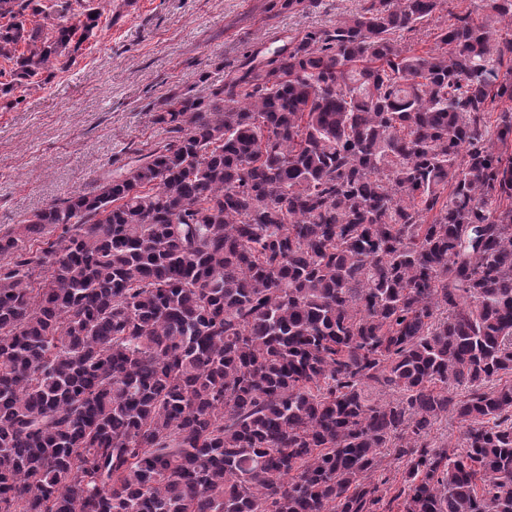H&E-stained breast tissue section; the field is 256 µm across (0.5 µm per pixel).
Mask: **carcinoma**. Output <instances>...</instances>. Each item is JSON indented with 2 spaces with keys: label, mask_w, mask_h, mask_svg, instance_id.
I'll list each match as a JSON object with an SVG mask.
<instances>
[{
  "label": "carcinoma",
  "mask_w": 512,
  "mask_h": 512,
  "mask_svg": "<svg viewBox=\"0 0 512 512\" xmlns=\"http://www.w3.org/2000/svg\"><path fill=\"white\" fill-rule=\"evenodd\" d=\"M444 2L171 94L164 137L0 228V512H512V0L416 53ZM71 9L0 0V97L96 35Z\"/></svg>",
  "instance_id": "obj_1"
}]
</instances>
